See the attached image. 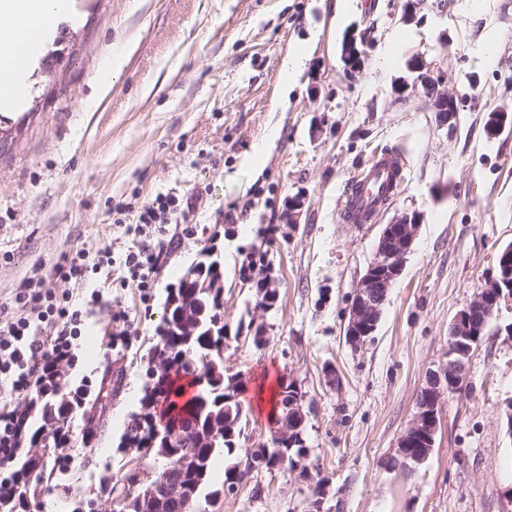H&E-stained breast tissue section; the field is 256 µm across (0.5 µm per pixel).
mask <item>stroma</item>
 I'll list each match as a JSON object with an SVG mask.
<instances>
[{
  "label": "stroma",
  "instance_id": "1",
  "mask_svg": "<svg viewBox=\"0 0 512 512\" xmlns=\"http://www.w3.org/2000/svg\"><path fill=\"white\" fill-rule=\"evenodd\" d=\"M70 0L41 55L23 68V96L0 97V303L36 279L88 316L69 364L71 386L118 387L103 427L71 422L65 468L48 464L30 512H56L76 491L122 482L153 461L124 433L140 398L166 298L209 247L224 265V369L242 376L239 448L268 440L275 383L297 380L311 406L312 469L343 512H512V338L503 313L445 397L432 455L392 470L399 436L430 371L446 360L450 324L512 243V129L487 138L492 109L512 113V0ZM366 52L345 70L348 34ZM304 50L298 83L280 82L289 48ZM127 61L111 86V55ZM423 57L459 111L441 123L418 93L397 94ZM405 161L400 194L373 224H340L336 204L372 152ZM165 195L186 231L167 249L149 301L121 272L83 284L53 272L66 254L132 244L125 227ZM421 220L371 342L344 327L354 288L385 224ZM276 288L261 307L258 283ZM267 341L255 347L252 327ZM334 366L339 387L326 382ZM307 484L259 470L199 512H303Z\"/></svg>",
  "mask_w": 512,
  "mask_h": 512
}]
</instances>
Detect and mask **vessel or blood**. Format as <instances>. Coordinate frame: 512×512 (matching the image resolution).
<instances>
[{"label": "vessel or blood", "instance_id": "b4317fda", "mask_svg": "<svg viewBox=\"0 0 512 512\" xmlns=\"http://www.w3.org/2000/svg\"><path fill=\"white\" fill-rule=\"evenodd\" d=\"M402 155L380 151L352 177L339 198L337 218L342 224H371L404 184Z\"/></svg>", "mask_w": 512, "mask_h": 512}]
</instances>
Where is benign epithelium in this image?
<instances>
[{
	"mask_svg": "<svg viewBox=\"0 0 512 512\" xmlns=\"http://www.w3.org/2000/svg\"><path fill=\"white\" fill-rule=\"evenodd\" d=\"M365 52L353 36L342 45V60L350 72L359 70ZM411 78L401 81L400 90L420 89L434 100L435 112L443 121L450 120L458 111L454 97L439 89L440 83L429 74L427 63L415 57L408 64ZM509 115L503 111L488 114L486 133L493 139L506 126ZM419 216L403 215L383 228L376 246V254L353 291L345 337L347 343L358 348L377 330L389 290L395 285L404 269L407 255L417 236ZM512 313V245L498 252L495 275L481 289L474 300L459 311L449 329L448 362L429 374L425 386L416 399L414 417L400 436L396 453L390 460L393 468L410 469L424 463L435 447V437L440 425L441 404L444 394L459 390L467 379L468 361L473 348L482 341L484 329L501 318L503 311ZM204 310L194 298H186L178 305H169L167 317L170 330L190 331L194 321H200ZM276 410L270 426L271 437L248 448V468L266 467L270 470L283 461H292L294 478L311 484L307 512H326L324 505L329 494L328 482L313 483L308 464L310 449L305 431L308 416L307 396L300 384L287 379L277 397ZM164 435L158 456L164 465L151 472L146 479L136 478L130 492L121 496L104 492L100 499L89 503V512H128L135 504L137 512H195L196 491L182 482L185 474L202 470L203 460L195 448L187 447L194 430L160 417Z\"/></svg>",
	"mask_w": 512,
	"mask_h": 512,
	"instance_id": "7a95c632",
	"label": "benign epithelium"
}]
</instances>
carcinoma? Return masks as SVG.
<instances>
[{
  "instance_id": "carcinoma-1",
  "label": "carcinoma",
  "mask_w": 512,
  "mask_h": 512,
  "mask_svg": "<svg viewBox=\"0 0 512 512\" xmlns=\"http://www.w3.org/2000/svg\"><path fill=\"white\" fill-rule=\"evenodd\" d=\"M196 298L201 300L205 313L201 317V324L188 336L180 333L185 339V346L180 348L172 357L175 374L187 379L193 387L190 401L173 415L172 419L179 423L197 429L195 444L199 454L204 458V471L194 475L185 476V482L197 489V495H205L209 502H214L224 487H214L212 484V468L216 458L223 455H232L235 452L237 439L240 437L242 427L236 425L234 436L230 439H221L211 443L207 439L208 423L219 417L237 420L240 407L236 403H224V315L221 312L224 305L221 289L212 293L198 292ZM57 368H52L42 378L38 391L29 401V408L36 409L40 416L41 425L28 434L26 440L33 443L41 432L51 422L56 424V430H63L65 438L58 441L64 446L71 440L70 420L80 416L87 409H103V401L112 397V383L100 382L98 392L94 398H89L87 392L70 390L65 396L55 395ZM147 382L141 398L140 413L134 417L127 426L125 440L129 447L142 450L143 455L153 456L159 448L161 440L156 435L162 431V425L154 418L150 410L155 401H164L166 393L177 390V380H169L165 372L156 369H147ZM45 460L40 457L29 456L18 469L19 478L7 494H0V512H19L26 505L19 492L20 485L29 480L40 481L41 474L38 469L44 468Z\"/></svg>"
}]
</instances>
